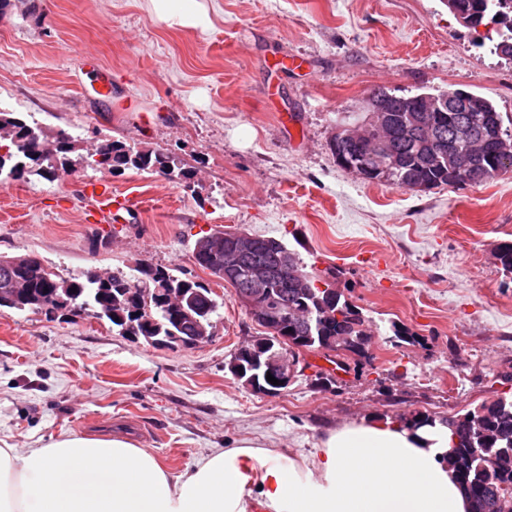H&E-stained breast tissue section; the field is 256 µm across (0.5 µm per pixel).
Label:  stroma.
<instances>
[{"label":"stroma","instance_id":"1","mask_svg":"<svg viewBox=\"0 0 512 512\" xmlns=\"http://www.w3.org/2000/svg\"><path fill=\"white\" fill-rule=\"evenodd\" d=\"M213 28L171 29L148 0H11L0 16V110L86 142L168 149L192 187L136 169L112 187L131 221H87L89 168L0 187V256L38 257L62 276L137 261L176 268L224 301L217 335L156 348L83 313L0 308V443L121 432L171 471L254 438L284 456L366 416L450 418L512 393V173L477 187L412 191L337 165L336 132L372 89H463L512 117V62L477 45L445 0H206ZM112 70V97H84L71 60ZM299 67H291V60ZM282 239L373 332L372 360L346 358L333 384L303 353L287 392L251 391L227 364L262 334L232 287L195 264L214 227ZM413 334L391 345L392 324Z\"/></svg>","mask_w":512,"mask_h":512}]
</instances>
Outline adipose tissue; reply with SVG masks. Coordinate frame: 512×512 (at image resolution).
Masks as SVG:
<instances>
[{
    "instance_id": "1",
    "label": "adipose tissue",
    "mask_w": 512,
    "mask_h": 512,
    "mask_svg": "<svg viewBox=\"0 0 512 512\" xmlns=\"http://www.w3.org/2000/svg\"><path fill=\"white\" fill-rule=\"evenodd\" d=\"M150 2L169 26L214 24L201 0ZM450 446L438 422L361 419L288 461L246 439L174 474L121 436L70 435L24 453L0 447V512H470Z\"/></svg>"
}]
</instances>
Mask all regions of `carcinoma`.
I'll use <instances>...</instances> for the list:
<instances>
[{"instance_id": "cac0c4a2", "label": "carcinoma", "mask_w": 512, "mask_h": 512, "mask_svg": "<svg viewBox=\"0 0 512 512\" xmlns=\"http://www.w3.org/2000/svg\"><path fill=\"white\" fill-rule=\"evenodd\" d=\"M457 2L474 19L472 29L483 25L495 32L488 37L494 54H500L503 44L512 43V0ZM376 92L397 107L395 112L384 113L396 161L385 166L367 132L343 128L330 144L339 166L359 162L368 169L369 181L408 190L422 185L427 191L475 187L512 173V155L504 159L497 152L499 140L512 142V130L504 127L501 113L487 97L479 96V107L470 112H411L409 108L417 106L425 94L398 95L386 88ZM460 124L472 129V140L454 137V128ZM85 159L110 175L127 169L148 170L187 185L194 177L170 152L114 139H105L85 152L81 141L62 128L43 127L19 112L0 111V173L6 171L14 179L38 176L51 181L59 170L73 171ZM192 257L206 270L224 261L222 253L205 254L197 248ZM285 260L297 276L282 277L280 267ZM258 264L266 266L267 287L274 290L272 316L282 317L284 304L310 314L306 320L294 319L285 325L298 349L320 353L333 336H349L357 344L368 335L366 319L355 305L340 292L333 296L315 286L317 282L333 286L330 277L309 272L299 254L274 237L252 236L250 248L239 252L236 268L224 275L223 281L233 287L236 297L252 290L249 271ZM17 279L25 281V288L10 308L58 318L66 312L57 301L73 300L95 318L107 321L118 335L134 336L151 346L193 332L191 324L164 308L163 291L188 288L202 293L203 312L197 317L203 322L217 321L223 307V299L206 284L143 261L132 273L116 270L103 278L89 269L62 277L37 257L22 265L15 257L1 256L0 288ZM443 423L456 438L450 463L471 499L473 512H512V398L499 397Z\"/></svg>"}]
</instances>
